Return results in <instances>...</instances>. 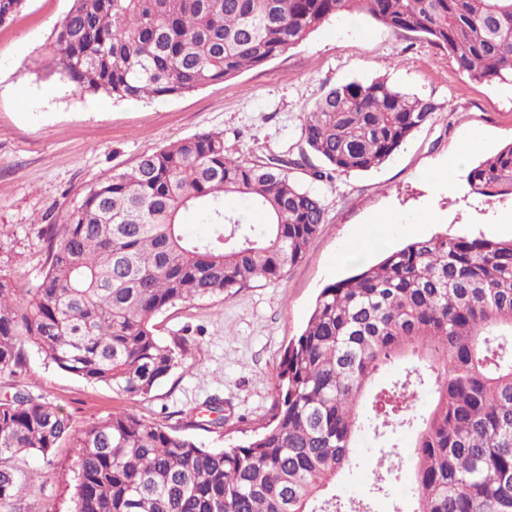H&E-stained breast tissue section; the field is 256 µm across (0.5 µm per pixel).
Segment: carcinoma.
<instances>
[{
  "label": "carcinoma",
  "instance_id": "1",
  "mask_svg": "<svg viewBox=\"0 0 512 512\" xmlns=\"http://www.w3.org/2000/svg\"><path fill=\"white\" fill-rule=\"evenodd\" d=\"M25 0H0V24ZM365 14L448 51L478 82L512 83V0H72L55 32L56 70L115 101L182 96L262 66L323 23ZM437 105L375 78L328 89L301 137L327 166L359 173L388 161ZM306 154L245 160L220 133L141 156L92 186L63 223L43 224L40 277L0 275V376L24 372L27 347L91 384L147 396L185 349L151 319L177 303L228 299L277 282L326 223L292 171ZM482 197L512 195V144L471 168ZM245 200L253 223L228 205ZM198 210L211 234L187 239ZM405 366L379 391L374 376ZM428 389L431 408L409 413ZM268 425L232 448H202L132 414L81 429L23 389L0 401V512L21 479L13 461L74 449L75 512H371L402 461L383 453L365 497L332 491L358 435L415 432L413 512H512V241L436 233L320 291L283 354Z\"/></svg>",
  "mask_w": 512,
  "mask_h": 512
}]
</instances>
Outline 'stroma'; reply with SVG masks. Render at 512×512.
Segmentation results:
<instances>
[{
	"label": "stroma",
	"mask_w": 512,
	"mask_h": 512,
	"mask_svg": "<svg viewBox=\"0 0 512 512\" xmlns=\"http://www.w3.org/2000/svg\"><path fill=\"white\" fill-rule=\"evenodd\" d=\"M70 6L71 0H26L0 25V258L11 259L12 271L28 280L43 265L38 225L61 223L93 184L142 155L214 131L236 157H298L305 148L304 111L330 87L351 80L380 77L438 106L380 167L314 183L327 222L282 280H258L230 299L185 302L153 317L155 335L166 343L183 338L189 353L150 395L87 383L30 350L25 390L58 405L75 427L126 412L205 448L244 443L269 420L282 356L304 329L317 295L348 276L353 261L377 260L380 250L435 233L507 239L501 224L512 215V198L472 194L466 176L512 143V85L471 80L447 51L424 38L395 34L365 15L346 17L233 79L166 100L115 101L81 90L48 66L54 33ZM476 133L481 139L456 168L453 187L435 188L432 177ZM428 212L438 222H424ZM375 214L389 216V223L371 224ZM213 396L224 401L221 428L208 422L205 404ZM395 443L405 466L374 512H390L396 503L403 512L414 508L412 432L400 433ZM380 457L373 434L361 433L352 466L336 479L337 495L365 496ZM47 473L23 485L16 512H73V450L58 449Z\"/></svg>",
	"instance_id": "1"
}]
</instances>
